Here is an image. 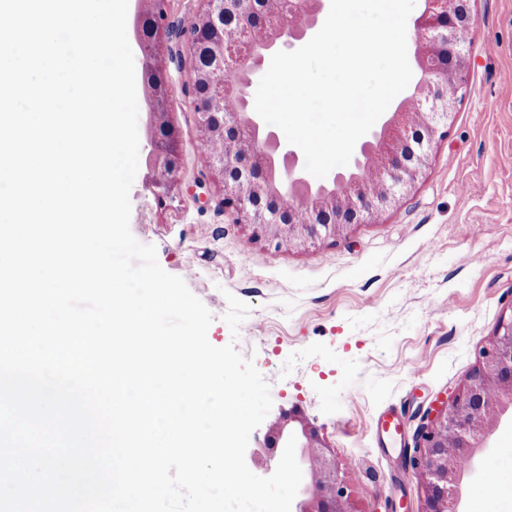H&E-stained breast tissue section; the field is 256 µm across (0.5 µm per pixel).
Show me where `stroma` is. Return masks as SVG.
<instances>
[{"instance_id":"1","label":"stroma","mask_w":512,"mask_h":512,"mask_svg":"<svg viewBox=\"0 0 512 512\" xmlns=\"http://www.w3.org/2000/svg\"><path fill=\"white\" fill-rule=\"evenodd\" d=\"M469 8L471 67L448 135L376 222L306 249L254 237L210 172L186 56L163 62L181 187L160 200L139 176L130 191L132 234L212 313L209 342L235 344L270 385L273 406L249 448L297 412L336 455L359 512H422L404 464L414 441L381 445L375 418L397 405L415 430L512 312V0ZM230 294L251 307L235 333Z\"/></svg>"}]
</instances>
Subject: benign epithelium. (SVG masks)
Listing matches in <instances>:
<instances>
[{"label":"benign epithelium","mask_w":512,"mask_h":512,"mask_svg":"<svg viewBox=\"0 0 512 512\" xmlns=\"http://www.w3.org/2000/svg\"><path fill=\"white\" fill-rule=\"evenodd\" d=\"M197 16L218 32L211 69L229 80L217 85L216 118L197 106L202 144L224 191V207L260 235L290 249L321 239H338L351 226L372 223L397 206L422 179L436 138L448 134L469 66L466 36L472 25L468 0H423L415 20L414 58L423 73L381 131L355 145L351 168L314 189L305 163L272 126L249 108L248 97L266 56L283 47L294 51L321 25L325 0H293L307 15L304 24L288 16H261L250 28L246 51L228 54L242 29L235 19L254 14V0H200ZM144 179L165 194L179 187L180 137L169 119L168 100L145 97ZM512 410V315L501 316L481 352V362L455 395L427 411L414 433L408 466L417 476L424 512H458L462 500L458 451L485 447L501 417ZM295 436L304 477L291 512H358L331 451L305 427L273 429L265 447L282 455Z\"/></svg>","instance_id":"1"}]
</instances>
